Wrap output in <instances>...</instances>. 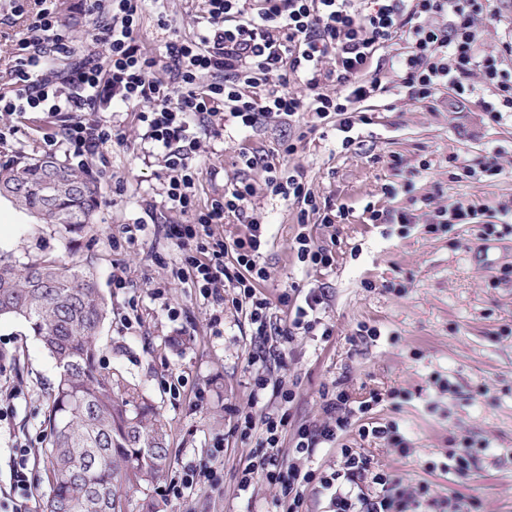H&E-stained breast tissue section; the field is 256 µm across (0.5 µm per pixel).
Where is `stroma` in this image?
Masks as SVG:
<instances>
[{
	"mask_svg": "<svg viewBox=\"0 0 512 512\" xmlns=\"http://www.w3.org/2000/svg\"><path fill=\"white\" fill-rule=\"evenodd\" d=\"M35 2L0 0V92L9 88L15 48ZM160 7L170 29L154 21ZM204 9V0H147L137 34L160 52L159 78L170 77V60L162 54L166 43L175 34L193 38ZM105 117L112 140L83 164L100 186L95 224L72 235L0 199V252L20 262L90 260L107 310L97 336L98 368L149 398L167 431L169 475H178L186 463L223 441V485H198L186 503L167 500L165 512H280L279 492L266 483H257L251 498L236 493L237 476L256 441L234 433L235 410L252 411L260 420L280 407L271 395L253 402L259 372L294 390L289 412L295 427L322 419L319 391L332 382H342L357 401L373 391L398 390V398L377 415L399 423L409 454L360 440L354 432L348 436L351 446L374 466L402 475L410 487L424 482L438 496H456L459 512H512V335L498 333L501 325H512V281L493 282L501 267H512V236L483 242L472 224L440 236L425 231L434 206L512 204V120L491 123L476 106L459 112L447 101L431 112L392 95L375 101L371 124L356 126V140L347 150L340 145V132L309 112L296 127L265 120L248 137L228 119L200 128V161L207 171L199 185L200 205L238 177L239 152L273 150L282 140L298 139L300 126L307 125L312 132L299 140L290 164L303 169L320 198L351 209L333 227L314 222L303 227L295 203L262 192L253 198L254 214L268 222L263 291L272 323L284 322L287 308L279 297L296 285L325 288L328 301L321 316L334 327L326 341L295 336L284 361L257 368L248 362L256 338L244 312L232 305V291L224 293V323L213 331L211 302L175 276L181 262L172 241L149 229L138 233L133 245L113 248V237L142 217L143 200L155 201L156 223L179 224L183 218L162 205L165 172L157 158L146 156L134 110L109 111ZM10 123L16 132L0 142V159L41 154L45 135L60 130L58 118L45 112L15 116ZM493 150L504 169L499 178L451 179L448 156H458L459 166L478 168ZM392 151L409 166L430 164L414 183L416 222L405 229L362 219L364 206L382 198L385 159ZM426 196L431 205L423 204ZM303 230L313 245L333 251L331 269L316 271L298 261L293 246ZM118 265L125 267L132 287H113L112 269ZM391 282L400 285V294L386 292ZM362 322L380 327V338L358 337ZM0 351L7 367L0 386L17 391L8 420L0 423V499L10 492L11 449L21 443L35 450L28 468L41 504L49 488L38 452L45 446V413L57 370L23 321L0 319ZM442 380L453 385V392L440 390ZM464 437L478 446L477 464L468 479L459 481L441 465L453 442Z\"/></svg>",
	"mask_w": 512,
	"mask_h": 512,
	"instance_id": "stroma-1",
	"label": "stroma"
}]
</instances>
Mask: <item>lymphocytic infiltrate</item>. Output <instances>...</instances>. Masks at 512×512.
Returning <instances> with one entry per match:
<instances>
[{
    "label": "lymphocytic infiltrate",
    "instance_id": "obj_1",
    "mask_svg": "<svg viewBox=\"0 0 512 512\" xmlns=\"http://www.w3.org/2000/svg\"><path fill=\"white\" fill-rule=\"evenodd\" d=\"M144 2L84 0V14L106 46L102 55L78 47L52 6L40 9L29 24V37L16 49L11 88L0 93V114L67 113L61 140H48L46 148L52 153L61 145L69 158L82 160L112 139V128L101 112L135 108L148 153L159 157L165 169V203L186 218L185 223L160 224L156 230L181 249L183 283L217 306L212 326L222 322L219 308L225 289H233V305L244 308L263 342L249 355L253 364L273 356L270 339L288 342L300 332L317 331L325 338L333 334L319 315L326 302L320 288L294 289L285 300L283 325L272 326L269 301L261 290L267 279L260 262L265 222L249 215L253 198L262 190L294 201L301 224L314 218L331 227L347 209L320 202L301 167L276 164V157L296 153L297 145L290 141L281 142L272 154L240 152L244 170L263 173L262 184L236 180L225 185L221 197L200 206L198 126L227 114L238 131L246 133L270 117L289 125L300 113L311 112L317 119L334 120L346 149L353 143L355 125L371 122L364 104L394 89L431 109L444 96L460 109L475 105L494 123L512 112V31L502 26V0H206L195 38L177 37L166 45L174 63L169 83L155 79L158 56L136 37ZM490 27L497 42L488 48L483 35ZM58 58L71 60L66 73L52 67ZM387 167L402 177V184H383L384 204L366 205L364 211L373 224L414 223L412 209L396 206L395 200L430 165L406 169L402 155L393 152ZM232 215L244 219L247 231L228 239L219 228ZM457 224L478 225L483 241L512 236V206L438 208L427 230L438 233ZM396 396L390 389L355 401L340 384L322 388L325 417L293 431V448L310 457L320 445L340 444L344 467L332 473L302 471L282 459L280 441L289 430L288 412L260 422L251 413L238 412L241 437H250L256 429L262 432L238 478V494L248 495L256 481L263 480L278 488L286 512H304V491L311 485L327 496V512H424L430 500L450 506V499L434 498L428 484L409 489L402 476L373 467L368 457L344 442L354 431L360 439L408 453L397 422L370 417ZM12 454L11 494L0 503V512H35L28 469L31 450L23 446ZM223 454V448H214L209 459L184 468L167 486V497L183 499L202 481L220 485L217 462Z\"/></svg>",
    "mask_w": 512,
    "mask_h": 512
}]
</instances>
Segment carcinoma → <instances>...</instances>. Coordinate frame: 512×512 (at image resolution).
Returning <instances> with one entry per match:
<instances>
[{
	"mask_svg": "<svg viewBox=\"0 0 512 512\" xmlns=\"http://www.w3.org/2000/svg\"><path fill=\"white\" fill-rule=\"evenodd\" d=\"M4 196L42 224L81 232L94 223V181L56 160L0 163ZM24 320L57 369L41 463L49 483L44 512H163L149 494L164 476L169 448L154 409L135 391L114 392L94 343L105 302L90 262L0 254V318ZM139 500H133L134 493Z\"/></svg>",
	"mask_w": 512,
	"mask_h": 512,
	"instance_id": "1",
	"label": "carcinoma"
}]
</instances>
